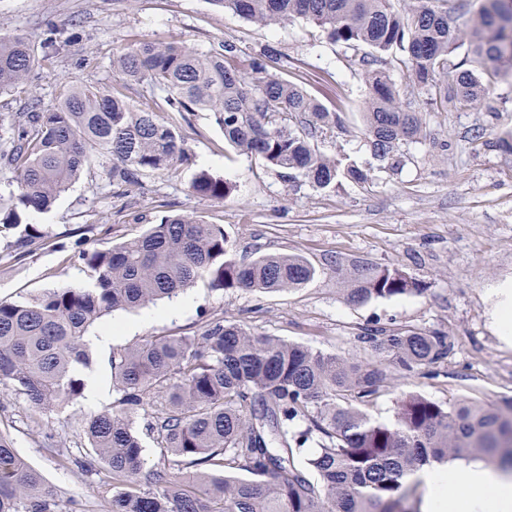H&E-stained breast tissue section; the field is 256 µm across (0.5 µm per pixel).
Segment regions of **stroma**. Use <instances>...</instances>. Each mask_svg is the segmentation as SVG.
<instances>
[{"instance_id":"stroma-1","label":"stroma","mask_w":512,"mask_h":512,"mask_svg":"<svg viewBox=\"0 0 512 512\" xmlns=\"http://www.w3.org/2000/svg\"><path fill=\"white\" fill-rule=\"evenodd\" d=\"M12 33L25 36L39 54L29 81L0 95V141L14 134L12 113L29 111L36 100L45 107L58 103L69 81L116 83L112 58L131 45L155 40L207 50L230 41L245 61L273 52L269 70L339 112L341 126L316 144L321 153L367 171L369 179H344L324 190L290 180L227 145L209 113L180 119L164 101H152L150 85L131 82L124 95L135 105L154 102L164 121L178 124L191 163L170 175H147L140 189L121 195L106 168L93 163L50 210L28 215L45 246L20 261L13 237H0V301L86 283L79 244L108 248L141 234L135 215H200L223 226L236 255L300 254L315 277L303 287L267 293L216 291L197 282L185 290L188 303L176 316H161L163 300L105 315L93 330L115 329L113 347L144 336L197 334L218 316L257 335L369 362L371 352L357 340L364 328L439 329L454 343L440 375L389 379L368 408L373 420L393 422L407 389L439 402L489 404L512 396V348L487 319L491 290L512 280V152L498 145L512 131V78L480 62L469 39H462L455 58L489 88L472 104L452 100L447 109L437 108L430 92L411 85L403 66L388 64L404 107L421 112L427 126L426 137L401 144L403 164L393 170L374 157L363 134L362 55H346L306 20L260 27L211 0H0V34ZM201 171L232 184V195L218 202L193 193L191 182ZM356 261L399 269L422 289L347 305L336 266ZM116 399L109 393L96 408L111 409ZM96 408L81 397L65 410L40 412L24 395L0 387V431L42 474L57 512H109L112 487L102 470L80 465L87 448L82 420Z\"/></svg>"}]
</instances>
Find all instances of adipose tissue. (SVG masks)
Returning a JSON list of instances; mask_svg holds the SVG:
<instances>
[{
  "label": "adipose tissue",
  "instance_id": "adipose-tissue-1",
  "mask_svg": "<svg viewBox=\"0 0 512 512\" xmlns=\"http://www.w3.org/2000/svg\"><path fill=\"white\" fill-rule=\"evenodd\" d=\"M423 512H512V476L482 466L436 465L419 472Z\"/></svg>",
  "mask_w": 512,
  "mask_h": 512
}]
</instances>
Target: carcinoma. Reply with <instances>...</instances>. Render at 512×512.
Listing matches in <instances>:
<instances>
[{
	"label": "carcinoma",
	"instance_id": "1",
	"mask_svg": "<svg viewBox=\"0 0 512 512\" xmlns=\"http://www.w3.org/2000/svg\"><path fill=\"white\" fill-rule=\"evenodd\" d=\"M245 20L276 27L312 22L347 50H371V63L396 50L414 84L471 103L488 90L454 62L462 32L435 0H211ZM473 53L512 73V6L485 0L472 20ZM25 37L0 36V94L26 81L35 66ZM121 81L147 82L173 112H209L224 140L276 170L327 189L368 173L323 155L317 134L341 122L297 83L259 58L243 64L228 41L208 50L141 42L112 60ZM455 73L450 89L440 82ZM364 135L392 168L400 143L425 135L420 113L402 107L383 68L366 71ZM14 136L0 144V166L17 192L0 198V237H16L22 258L43 235L27 222L49 209L95 160L110 164L122 192L152 173L175 171L189 151L178 127L154 108L128 102L120 88L73 82L57 104L12 116ZM198 195L229 198L234 188L201 171ZM87 285L49 288L0 302V384L37 410L62 408L81 396V369L91 366L88 330L115 310L171 299L198 280L225 292L300 288L315 275L299 254L239 259L224 229L195 215H162L140 235L110 248L78 251ZM343 299L364 305L407 296L420 283L398 269L359 261L336 265ZM374 361H356L274 336H259L215 318L192 336H146L112 352L119 409L83 419L89 465L101 463L112 483L111 512H416L417 472L449 460H480L512 470V397L491 404L433 401L403 391L395 421L372 420L367 408L392 375L440 372L453 350L441 330L366 328L357 336ZM149 432L163 462L139 479L141 439L131 414L159 396ZM316 454L302 458L309 445ZM0 512H55L43 477L0 432Z\"/></svg>",
	"mask_w": 512,
	"mask_h": 512
}]
</instances>
